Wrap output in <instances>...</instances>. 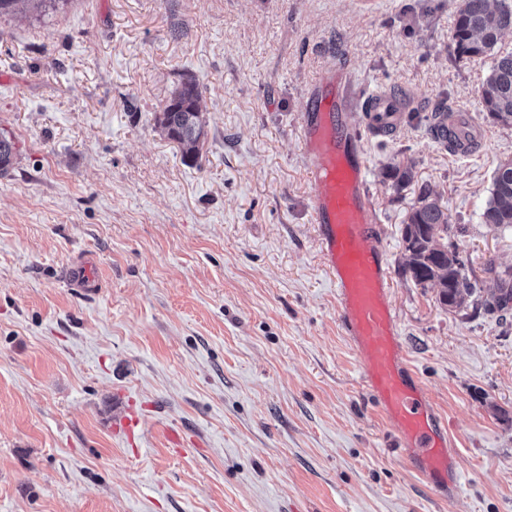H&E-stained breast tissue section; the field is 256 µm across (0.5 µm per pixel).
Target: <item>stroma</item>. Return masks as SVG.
Segmentation results:
<instances>
[{
	"instance_id": "1",
	"label": "stroma",
	"mask_w": 512,
	"mask_h": 512,
	"mask_svg": "<svg viewBox=\"0 0 512 512\" xmlns=\"http://www.w3.org/2000/svg\"><path fill=\"white\" fill-rule=\"evenodd\" d=\"M455 11L68 0L0 17V132L19 148L0 177V512H512V305L484 307L512 273V229L481 219L512 127L483 109L490 58L453 52ZM336 64L353 125L373 93L408 99L398 131L362 147L396 324L458 448L451 498L414 474L362 385L310 222L300 113ZM186 77L206 121L197 166L156 123ZM442 106L475 120L477 151L434 142ZM424 189L477 281L457 310L405 270ZM87 255L90 296L66 283ZM120 391L142 410L135 453L111 430Z\"/></svg>"
}]
</instances>
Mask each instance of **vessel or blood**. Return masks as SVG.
I'll use <instances>...</instances> for the list:
<instances>
[{"mask_svg": "<svg viewBox=\"0 0 512 512\" xmlns=\"http://www.w3.org/2000/svg\"><path fill=\"white\" fill-rule=\"evenodd\" d=\"M349 73L325 67L310 82L303 104L301 144L307 157L311 221L317 228L323 263L335 288L338 321L359 358L361 376L393 431L412 469L444 497L459 490L457 450L444 420L416 372L408 364L391 302L392 273L376 229L367 191L366 162L349 122ZM402 103L387 93L373 94L362 112L370 133L393 134ZM474 121L440 117L434 139L456 155L471 152ZM93 258L70 273L71 286L89 292L97 284ZM113 434L135 443L141 415L134 400L112 421Z\"/></svg>", "mask_w": 512, "mask_h": 512, "instance_id": "b4317fda", "label": "vessel or blood"}]
</instances>
